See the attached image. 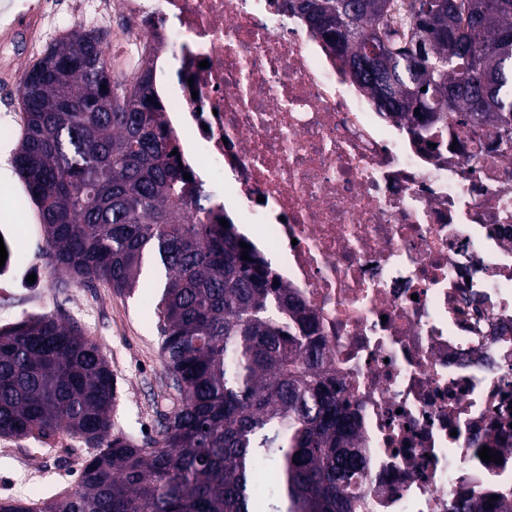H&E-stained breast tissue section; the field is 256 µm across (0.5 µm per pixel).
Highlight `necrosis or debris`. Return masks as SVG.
I'll return each instance as SVG.
<instances>
[{
	"label": "necrosis or debris",
	"instance_id": "obj_1",
	"mask_svg": "<svg viewBox=\"0 0 512 512\" xmlns=\"http://www.w3.org/2000/svg\"><path fill=\"white\" fill-rule=\"evenodd\" d=\"M104 7L116 79L149 61L187 172L226 178L212 217L237 211L314 314L362 512L512 502V126L389 117L283 0Z\"/></svg>",
	"mask_w": 512,
	"mask_h": 512
}]
</instances>
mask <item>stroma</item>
<instances>
[{
	"instance_id": "35a3bbf8",
	"label": "stroma",
	"mask_w": 512,
	"mask_h": 512,
	"mask_svg": "<svg viewBox=\"0 0 512 512\" xmlns=\"http://www.w3.org/2000/svg\"><path fill=\"white\" fill-rule=\"evenodd\" d=\"M53 2L54 16L38 19L28 47L0 43V67L11 65L16 73H24L26 67L15 64V54L23 52L29 60H37L56 42L60 30L76 23L82 30L98 31L104 45H111L112 20L101 15L97 0ZM20 116L19 88L0 87V233H5L12 250L27 255L24 267L8 265L0 275V327L44 314L77 323L102 346L116 380L114 432L148 442L156 438L161 417L171 414L177 404L160 352L157 292L142 286L125 296L99 282L69 284L47 264L34 207L14 170ZM31 274L36 277L32 283L27 280ZM91 453L84 440L65 433L46 442L0 437V499L44 502L70 494Z\"/></svg>"
}]
</instances>
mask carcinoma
<instances>
[{
    "mask_svg": "<svg viewBox=\"0 0 512 512\" xmlns=\"http://www.w3.org/2000/svg\"><path fill=\"white\" fill-rule=\"evenodd\" d=\"M314 34L378 108L436 127L512 123V0H296ZM430 46L424 56L415 41ZM477 56L448 60V46ZM16 174L48 263L119 294L145 263L163 275L161 357L178 394L158 438L110 433L115 383L101 346L51 315L0 327V436L95 441L78 488L40 512H354L362 460L313 318L236 226L189 217L200 203L145 72L114 79L94 31L28 67ZM247 254L250 260L242 259Z\"/></svg>",
    "mask_w": 512,
    "mask_h": 512,
    "instance_id": "cac0c4a2",
    "label": "carcinoma"
}]
</instances>
